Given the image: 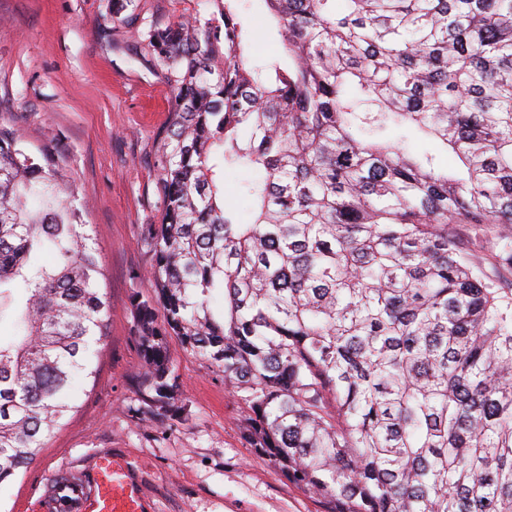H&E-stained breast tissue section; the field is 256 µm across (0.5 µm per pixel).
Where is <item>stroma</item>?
I'll list each match as a JSON object with an SVG mask.
<instances>
[{
  "instance_id": "stroma-1",
  "label": "stroma",
  "mask_w": 512,
  "mask_h": 512,
  "mask_svg": "<svg viewBox=\"0 0 512 512\" xmlns=\"http://www.w3.org/2000/svg\"><path fill=\"white\" fill-rule=\"evenodd\" d=\"M205 0H0V122L31 154L64 157L98 243L109 329L96 379L27 470L0 484V512H49L62 475L94 481L100 457L125 466L142 512H325L317 495L257 454L243 410L209 361L169 348L179 419L147 413L133 295L151 297L144 225L158 223L156 144L170 102L128 18L177 22Z\"/></svg>"
}]
</instances>
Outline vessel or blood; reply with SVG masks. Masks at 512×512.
Listing matches in <instances>:
<instances>
[{"label":"vessel or blood","instance_id":"vessel-or-blood-1","mask_svg":"<svg viewBox=\"0 0 512 512\" xmlns=\"http://www.w3.org/2000/svg\"><path fill=\"white\" fill-rule=\"evenodd\" d=\"M74 507L76 512H141L139 493L125 468L109 457L98 462L95 492L78 498Z\"/></svg>","mask_w":512,"mask_h":512}]
</instances>
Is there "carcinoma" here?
<instances>
[{"label": "carcinoma", "instance_id": "cac0c4a2", "mask_svg": "<svg viewBox=\"0 0 512 512\" xmlns=\"http://www.w3.org/2000/svg\"><path fill=\"white\" fill-rule=\"evenodd\" d=\"M264 2L270 61L235 0L141 33L172 101L141 239L155 300L133 296L143 395L178 413L175 338L326 512H512V0ZM407 126L458 170L390 138ZM228 166L250 172L248 223ZM75 198L62 155L0 123V484L98 371L108 305ZM83 491L56 481L57 512ZM246 177L247 173L243 169L229 168L224 172L226 203L236 210L239 219L243 222H249L252 219L249 201L239 189L241 182Z\"/></svg>", "mask_w": 512, "mask_h": 512}]
</instances>
